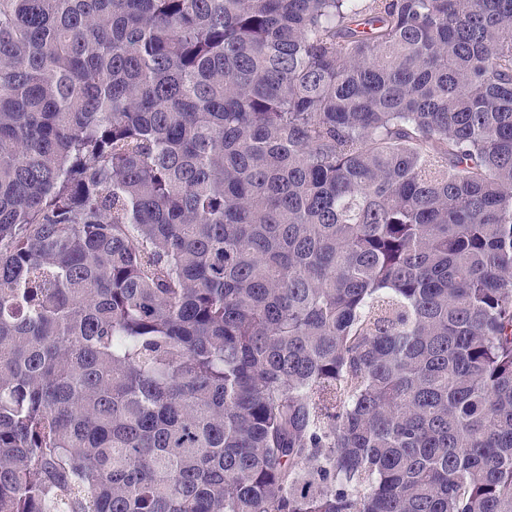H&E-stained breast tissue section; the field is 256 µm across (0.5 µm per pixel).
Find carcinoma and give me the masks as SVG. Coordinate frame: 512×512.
<instances>
[{"mask_svg":"<svg viewBox=\"0 0 512 512\" xmlns=\"http://www.w3.org/2000/svg\"><path fill=\"white\" fill-rule=\"evenodd\" d=\"M0 512H512V0H0Z\"/></svg>","mask_w":512,"mask_h":512,"instance_id":"cac0c4a2","label":"carcinoma"}]
</instances>
